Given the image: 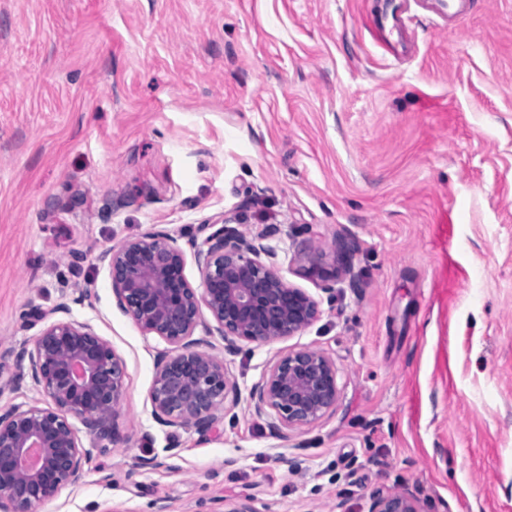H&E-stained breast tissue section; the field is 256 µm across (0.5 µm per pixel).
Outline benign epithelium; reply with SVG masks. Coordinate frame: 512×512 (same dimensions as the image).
<instances>
[{"label": "benign epithelium", "mask_w": 512, "mask_h": 512, "mask_svg": "<svg viewBox=\"0 0 512 512\" xmlns=\"http://www.w3.org/2000/svg\"><path fill=\"white\" fill-rule=\"evenodd\" d=\"M199 232L203 240H188L199 288L185 275L179 239L166 230L150 229L101 255L117 306L144 335L164 343L149 391L153 419L206 437L219 433L226 411L244 401L286 442L335 409L341 388L334 360L313 348L280 353L244 399L225 359L213 353L212 338L219 336L229 353L244 342L284 341L321 320L320 302L281 275L278 250L268 243L275 231L255 233L231 217ZM33 316L46 325L19 358H28L30 379L49 406H0V512H36L80 480L90 452L69 418L105 448L125 443L117 426L124 360L89 325L71 319L65 301ZM368 512L427 510L401 491L373 494Z\"/></svg>", "instance_id": "7a95c632"}]
</instances>
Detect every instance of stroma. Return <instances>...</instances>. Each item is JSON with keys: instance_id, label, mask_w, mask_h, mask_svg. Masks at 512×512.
<instances>
[{"instance_id": "35a3bbf8", "label": "stroma", "mask_w": 512, "mask_h": 512, "mask_svg": "<svg viewBox=\"0 0 512 512\" xmlns=\"http://www.w3.org/2000/svg\"><path fill=\"white\" fill-rule=\"evenodd\" d=\"M407 4L381 46L364 20L382 0H0V404L37 399L15 349L43 327L30 310L63 300L127 372L126 444L81 434V480L37 512L245 495L257 512H367L401 490L429 512H512V0L445 21ZM237 213L276 229L281 274L323 311L227 355L241 390L288 349L338 371L335 410L286 442L244 404L206 438L156 423L160 343L100 259ZM447 257L449 309L430 294Z\"/></svg>"}]
</instances>
